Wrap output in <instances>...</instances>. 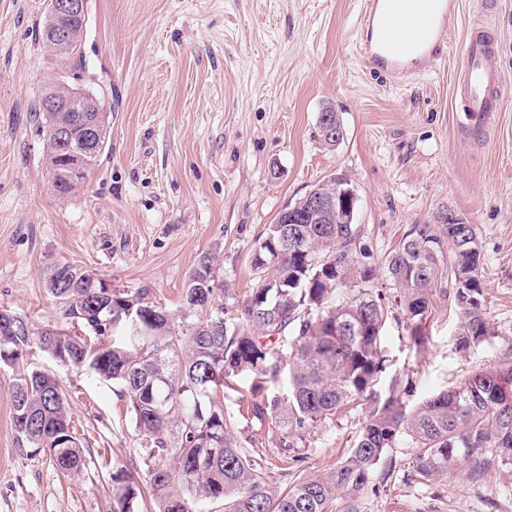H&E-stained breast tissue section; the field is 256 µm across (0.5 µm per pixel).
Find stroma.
<instances>
[{"instance_id":"obj_1","label":"stroma","mask_w":512,"mask_h":512,"mask_svg":"<svg viewBox=\"0 0 512 512\" xmlns=\"http://www.w3.org/2000/svg\"><path fill=\"white\" fill-rule=\"evenodd\" d=\"M365 0H88L86 60L109 113L108 150L81 189L48 187L34 110L60 64L39 39L48 0H0V309L37 329L65 322L44 286L68 262L111 284L148 289L168 310L181 303L198 257L216 252L227 306L255 288V245L291 201L342 172L357 194L355 222L375 258L415 224L476 225L484 310L495 334L461 347L463 319L434 302L427 344L388 321L379 388L410 380L405 399L459 386L507 366L512 342V0H462L461 18L434 68L404 82L371 69L359 48ZM496 39L503 103L484 131L463 128L458 48L472 24ZM343 139L327 144L323 108ZM34 366L70 398L85 465L65 481L46 455L20 452L13 424L16 372L0 366V512H107L112 467L138 481L147 466L135 423L109 382L39 351ZM365 411L305 433L300 462L278 484L335 466ZM415 448L387 452L391 467L362 512H512V460L479 483L464 470L414 479Z\"/></svg>"}]
</instances>
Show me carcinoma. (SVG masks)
I'll return each mask as SVG.
<instances>
[{
	"instance_id": "cac0c4a2",
	"label": "carcinoma",
	"mask_w": 512,
	"mask_h": 512,
	"mask_svg": "<svg viewBox=\"0 0 512 512\" xmlns=\"http://www.w3.org/2000/svg\"><path fill=\"white\" fill-rule=\"evenodd\" d=\"M84 35L77 14H47L41 41L52 51L57 34ZM89 104L60 93L53 109L35 111L43 127L72 126L65 141L45 140L44 165L51 190L65 198L88 180L103 155L102 138L81 181L70 176L73 152L82 148L81 120ZM291 248H284L285 240ZM454 263L444 266L446 254ZM256 288L237 306H224L216 283V257L199 256L171 313L148 291L107 288L84 279L67 263L50 267L45 288L63 304L72 329L14 327L0 335V365L16 370L13 422L19 448L50 457L72 477L84 466L83 446L70 434L72 412L55 376L28 361L32 348L56 356L112 383L135 420L148 464L154 512H360L368 487L383 483L388 449L401 440L417 449L413 468L432 481L468 465L482 481L498 459H512V366L474 375L461 386L435 393L416 406L402 384L375 390L386 371L380 333L390 318L402 322L410 342L427 343L432 299L453 297L463 318L460 345L494 334L483 312L482 252L473 224L414 225L381 262L362 241L356 224H270L251 259ZM248 376L253 391L224 410V387ZM285 378V391L270 396L265 384ZM355 401L369 406L349 456L336 467L281 488L271 464L238 429V418L269 422L281 433L283 457L310 428L333 422ZM118 509L138 512L142 490L123 467L112 471Z\"/></svg>"
}]
</instances>
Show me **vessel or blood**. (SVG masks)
I'll return each instance as SVG.
<instances>
[{
    "instance_id": "obj_1",
    "label": "vessel or blood",
    "mask_w": 512,
    "mask_h": 512,
    "mask_svg": "<svg viewBox=\"0 0 512 512\" xmlns=\"http://www.w3.org/2000/svg\"><path fill=\"white\" fill-rule=\"evenodd\" d=\"M460 6V0H367L359 30L364 60L396 80L428 72L443 53ZM461 54L457 90L465 105L463 124L479 127L500 106L502 77L491 61L494 44L476 27Z\"/></svg>"
}]
</instances>
